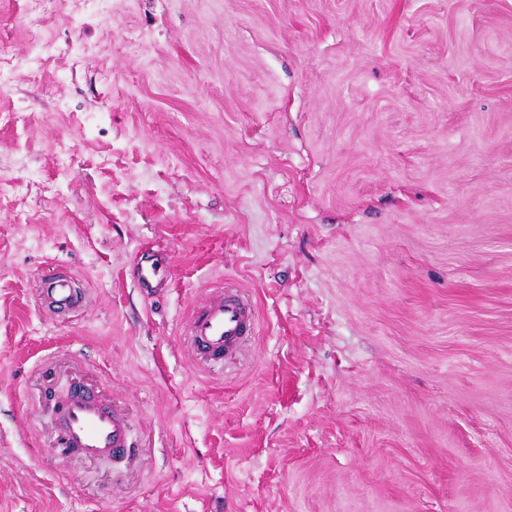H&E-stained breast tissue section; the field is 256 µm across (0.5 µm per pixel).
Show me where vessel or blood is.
Segmentation results:
<instances>
[{"instance_id": "1", "label": "vessel or blood", "mask_w": 512, "mask_h": 512, "mask_svg": "<svg viewBox=\"0 0 512 512\" xmlns=\"http://www.w3.org/2000/svg\"><path fill=\"white\" fill-rule=\"evenodd\" d=\"M164 276L153 265H138L135 282L146 297L160 294ZM43 294L54 311L76 312L83 295L70 274H55L44 282ZM259 315L255 304L232 290L192 310L187 328L188 340L200 355L218 358L235 354L243 341L257 327ZM61 428L57 445L67 453L87 460L119 458L131 454L134 441L130 425L117 410L99 401L94 394L73 386L58 406Z\"/></svg>"}]
</instances>
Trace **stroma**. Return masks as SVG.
Here are the masks:
<instances>
[{"instance_id": "obj_1", "label": "stroma", "mask_w": 512, "mask_h": 512, "mask_svg": "<svg viewBox=\"0 0 512 512\" xmlns=\"http://www.w3.org/2000/svg\"><path fill=\"white\" fill-rule=\"evenodd\" d=\"M0 512H512V0H0ZM164 276L160 268L140 263L136 268L135 282L146 297L153 298L162 292L163 288L160 287L164 281ZM76 277L72 274H55L44 281L42 293L49 306L59 314H71L82 305L83 294L75 288ZM259 315L255 304L237 290L211 299L201 309H193L187 336L192 348L211 358L232 356L257 327ZM57 445L87 460L120 458L134 448L130 425L117 410L74 385L58 406Z\"/></svg>"}]
</instances>
